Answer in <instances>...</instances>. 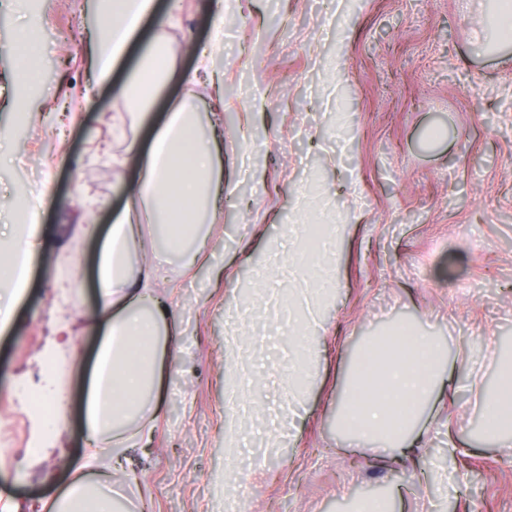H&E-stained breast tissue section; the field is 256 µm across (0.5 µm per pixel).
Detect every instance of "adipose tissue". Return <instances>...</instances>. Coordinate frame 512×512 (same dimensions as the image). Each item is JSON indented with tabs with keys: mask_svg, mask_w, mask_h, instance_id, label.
<instances>
[{
	"mask_svg": "<svg viewBox=\"0 0 512 512\" xmlns=\"http://www.w3.org/2000/svg\"><path fill=\"white\" fill-rule=\"evenodd\" d=\"M108 12L109 24L93 32L89 46L101 78L136 38L142 19L153 14L154 0H110ZM165 81L182 84L185 93L167 120L154 127L151 145L139 159L140 180L128 187L126 204L101 246L94 323L102 341L84 403L93 446L73 461L76 478L58 498L55 512H124L112 494V480L123 465L109 462L110 450L132 443L133 423L145 409L160 407L178 336L170 303L154 291L152 264L135 261L132 250L142 225L151 224L164 255L188 268L199 264L212 216L224 200V127L196 108V75L179 70L161 43L149 49L126 103L141 106ZM36 249L24 236L0 247L5 284L0 332L13 324ZM444 355L434 336L411 327L361 351L341 394L340 431L358 439L382 436L390 447L411 449L427 399L443 381ZM480 402L487 419L497 424L501 447L511 448L512 370L502 373L495 391Z\"/></svg>",
	"mask_w": 512,
	"mask_h": 512,
	"instance_id": "ef3b65f1",
	"label": "adipose tissue"
}]
</instances>
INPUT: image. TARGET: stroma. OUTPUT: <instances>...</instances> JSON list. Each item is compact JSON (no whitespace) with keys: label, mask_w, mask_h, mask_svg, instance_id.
<instances>
[{"label":"stroma","mask_w":512,"mask_h":512,"mask_svg":"<svg viewBox=\"0 0 512 512\" xmlns=\"http://www.w3.org/2000/svg\"><path fill=\"white\" fill-rule=\"evenodd\" d=\"M214 2L181 0L170 24L144 23V42L162 37L194 71ZM494 5L226 0L212 59L224 82L194 89L224 124V205L207 264L155 267L181 336L150 448L128 451L115 485L130 512H357L370 498L392 512H512V449L480 432L470 390L494 388L512 362V44L483 54L475 44ZM102 21L101 0H0V128L14 148L0 163V231L15 234L19 198H45L29 284L0 334V409L40 448L20 469L12 449L0 454L17 512H52L68 462L85 452L99 236L137 179L130 141L184 94L172 82L145 113L128 112L121 91L142 47L97 80L82 37ZM32 23L38 41L11 52ZM306 220L339 227L321 245L339 286L318 309L323 329L307 332L308 344L326 332L336 343L308 362L295 417L280 384L307 313L288 270ZM399 322L448 350L447 381L417 425L426 448L405 458L336 432L347 366ZM236 327L244 341L231 351ZM33 394L66 397V422L35 411ZM228 429L237 447H225Z\"/></svg>","instance_id":"35a3bbf8"}]
</instances>
